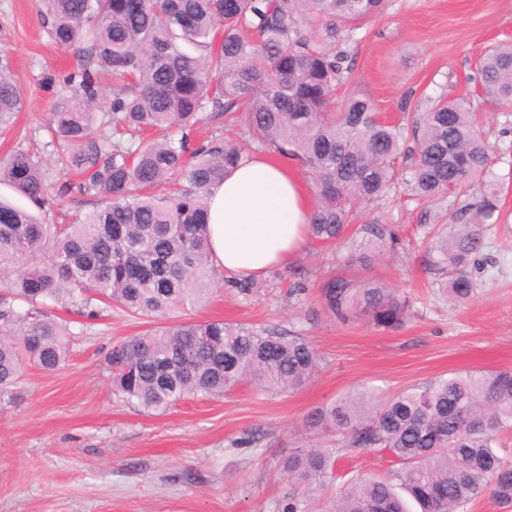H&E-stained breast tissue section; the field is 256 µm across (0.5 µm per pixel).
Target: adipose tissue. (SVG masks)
Segmentation results:
<instances>
[{
	"instance_id": "adipose-tissue-1",
	"label": "adipose tissue",
	"mask_w": 512,
	"mask_h": 512,
	"mask_svg": "<svg viewBox=\"0 0 512 512\" xmlns=\"http://www.w3.org/2000/svg\"><path fill=\"white\" fill-rule=\"evenodd\" d=\"M313 197L290 169L265 153L247 156L209 195L214 267L253 280L283 265L306 243Z\"/></svg>"
}]
</instances>
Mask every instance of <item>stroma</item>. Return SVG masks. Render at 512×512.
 <instances>
[{
    "mask_svg": "<svg viewBox=\"0 0 512 512\" xmlns=\"http://www.w3.org/2000/svg\"><path fill=\"white\" fill-rule=\"evenodd\" d=\"M38 0H0V57H7L25 106L0 129V158L36 156L48 183L76 181L56 163L63 143L46 124L63 75L80 69L81 51L47 34ZM512 40V0H388L380 17L343 33L351 72L346 87L399 123L429 98L473 97L493 149L501 218L486 226L489 262L475 271L476 294L451 301L430 266L428 247L448 221L447 202H430L398 184L369 204L355 225L379 224L398 241L366 267L351 265L349 238L307 241L287 264L239 282L218 276L189 321L224 320L304 337L319 356L312 381L293 393L242 383L221 397L188 396L154 415L115 393L106 356L114 343L147 328L112 308L90 320L70 304L47 312L66 328L69 357L58 371L28 368L0 411V512H272L288 492L282 459L305 447L314 409L364 385L382 396L437 378L512 369V109L484 105L468 75L486 47ZM377 280L407 295L411 315L381 331L337 319L321 289L327 277ZM380 451L339 457L337 473L386 476Z\"/></svg>",
    "mask_w": 512,
    "mask_h": 512,
    "instance_id": "35a3bbf8",
    "label": "stroma"
}]
</instances>
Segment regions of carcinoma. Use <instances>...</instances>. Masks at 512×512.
Masks as SVG:
<instances>
[{
  "instance_id": "obj_1",
  "label": "carcinoma",
  "mask_w": 512,
  "mask_h": 512,
  "mask_svg": "<svg viewBox=\"0 0 512 512\" xmlns=\"http://www.w3.org/2000/svg\"><path fill=\"white\" fill-rule=\"evenodd\" d=\"M49 38L78 46L83 67L64 79L49 127L71 151L61 158L85 175L82 194L100 206L70 224H45L0 200V402L12 399L23 370L53 372L69 356L68 333L39 307L69 299L86 315L100 305L153 322L199 302L217 271L207 234L208 193L244 158L234 142L190 145L185 130L207 107L246 114V134L263 151L297 162L311 176L317 205L309 235L339 239L350 214L382 198L408 163L411 190L450 199L448 226L430 246L433 270L454 301L476 290L485 225L500 217L489 181L490 150L467 97L430 100L407 116L414 148L354 92L336 101L347 56L344 29L380 15L386 0H39ZM112 74L102 112L100 72ZM473 80L485 101L512 108V42L482 55ZM11 64L0 59V124L22 111ZM0 183L34 204L50 190L41 164L24 151L0 160ZM355 260L366 264L395 240L362 227ZM327 308L377 329L402 325L409 300L374 280L342 278L322 289ZM112 382L129 403L162 414L188 395L222 396L251 381L267 392L305 386L319 367L301 336L222 320L161 323L113 344ZM330 447L301 449L281 462L292 490L274 512H313L333 483L336 452L381 448L397 468L383 478L353 476L325 512H460L490 491L512 506V370L468 373L407 387L380 399L344 394L304 422Z\"/></svg>"
}]
</instances>
